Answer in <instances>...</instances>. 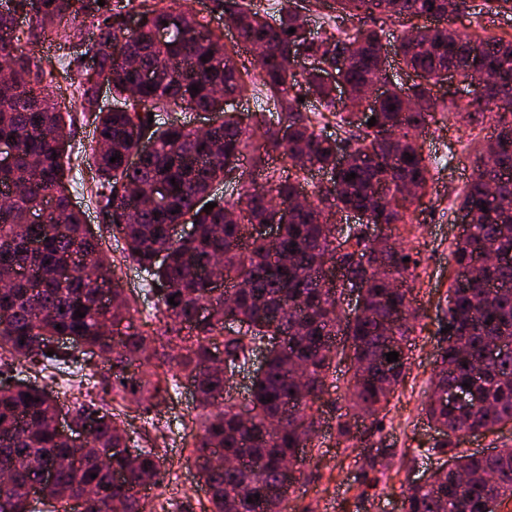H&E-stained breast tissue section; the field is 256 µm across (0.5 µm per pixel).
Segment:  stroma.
Instances as JSON below:
<instances>
[{"instance_id":"1","label":"stroma","mask_w":512,"mask_h":512,"mask_svg":"<svg viewBox=\"0 0 512 512\" xmlns=\"http://www.w3.org/2000/svg\"><path fill=\"white\" fill-rule=\"evenodd\" d=\"M20 51L53 62L55 84L63 95H70L81 78L80 68L65 64L64 58L72 48L63 39L25 43ZM491 130L488 123L465 126L443 119L422 137L425 154L442 158L443 163L434 172L433 194L416 206L408 239L420 259L413 303L418 318L408 351V369L382 414V424L370 419L358 421L356 440L343 444L337 440L336 423L347 412L342 383L350 371L348 363L337 365L328 379L330 389L319 412L318 434L304 449L298 464L300 480L294 486L289 512H401L402 493L408 483L434 469L435 461L427 450L437 433L423 412V404L442 336L450 252L463 232L457 214L450 208L480 163L475 139H486ZM91 138V128L79 127L69 141L73 168L67 187L88 226L94 234L105 236L104 247L116 258L122 246L106 237L103 215L89 197L92 179L84 157ZM177 385L174 400L165 408L162 419L167 442L166 473L159 486L148 490L145 512H155L164 500L172 503L169 512H203L207 502L188 460L192 450L191 419L196 413L194 389L190 379L183 376L178 377Z\"/></svg>"}]
</instances>
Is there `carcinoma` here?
<instances>
[{
  "mask_svg": "<svg viewBox=\"0 0 512 512\" xmlns=\"http://www.w3.org/2000/svg\"><path fill=\"white\" fill-rule=\"evenodd\" d=\"M164 2L0 0V64H6V76L0 77V145L14 149L11 163L0 165V188H17L10 204L0 206V284H9L0 290V367L39 363L46 372L87 347L98 350L112 368V382L100 383V401L77 399L68 410L73 423L88 431L93 451L85 454L54 431L58 404L45 387L35 380L0 382V473L11 472L9 482H0V512H59L82 495L83 512H143L142 480L160 482V448L166 443L161 408L173 400L176 378L156 371L146 334L107 336L109 328L130 321L137 300L126 294L102 239L85 230L71 206L67 147L74 123L94 127L87 164L105 223L112 237L123 241L125 258L147 273L146 294L157 298L158 337L172 351L169 360L193 383L200 409L193 465L209 512H267L269 497L277 493L279 512H288L299 477L285 482L281 465L298 458L315 435L314 406L327 392L336 336H346L353 365L364 366L347 380L345 401L355 413L378 418L406 371L416 315L399 312L411 305L419 260L399 246L396 231L413 225L411 206L428 195L431 169L439 164L419 143L420 134L436 122L434 88L448 81L451 69L469 77L476 43L483 46L477 66L495 84L472 88L470 110L462 119L488 120L496 135L486 144L478 141L479 152L491 151L492 160L482 162L465 185L458 207L470 224L452 251V267L470 268L471 277L463 287L453 281L448 288L442 319L447 332L438 344L425 403V414L438 430L431 448L437 466L427 483L408 485L403 509L498 512L512 499V445L467 453L459 448L458 432L493 433L512 426V347L495 357L487 354L496 342H512V37L475 36L452 22L511 13L512 0H481L476 6L468 0H334L336 32L319 35L305 30V18L291 0H282L268 17L252 0H215L224 26L236 29L242 44L262 49L254 70L191 12L179 14L181 25L167 42H157L155 33L173 18ZM131 12L140 16L135 30L124 23ZM429 17L445 25L417 26L397 44L399 61L420 81L394 85L384 97L366 102L368 86L389 82L384 26ZM77 20L89 22L96 34L97 44L86 52H95L109 74L112 108L107 111L98 106L97 86L84 79L72 91L79 108L68 112L50 91L54 69L16 54L19 43L36 42L52 29L71 40L69 24ZM119 42L150 70L151 81H140L136 69L108 51ZM300 51L309 66L298 71L292 58ZM339 61L350 89L341 108L336 86L322 75L323 65ZM193 85L199 91L191 90ZM217 86L226 98L256 91L273 103L276 116L261 112L244 123L213 97ZM178 109L214 113L219 123L199 133L159 122V113ZM326 111L344 137L317 129ZM372 117L376 123L370 127ZM279 124L287 136L279 135ZM142 138L153 141L154 149L132 167L126 159ZM341 151L348 154L343 167L336 165ZM273 158L288 165V174L269 167ZM260 170L265 172L261 183ZM312 170L328 173L329 182L305 188L300 177ZM352 172L356 177L347 179ZM219 181L239 186L237 197L216 193L213 185ZM152 185L162 193L146 207V187ZM408 187L411 197L404 195ZM299 193L309 204L289 212L275 239L246 238L248 225L272 221L273 201H290ZM208 203L215 207L205 212ZM346 211L363 212L365 221L348 225L340 242L333 225ZM34 215L42 220L33 221ZM187 215L195 222L194 235L171 239L169 226ZM372 225L386 230L385 246L370 242ZM31 238L43 240L40 251H29ZM487 252L497 253L501 262L484 264ZM357 254L367 257L368 265L356 261ZM74 256L81 257V268L58 280L56 268ZM218 257L227 280L249 284L230 304L207 287L205 273ZM328 264L339 265L347 281L365 284L360 314L342 318L336 293L322 283ZM104 289L112 290L110 304L101 301ZM229 318L246 324L245 330L225 333ZM219 337L230 374L248 368L254 351L266 348L245 422L224 393L226 376L213 369ZM389 352L399 353L398 361H386ZM450 391L466 393L469 405L448 404L443 395ZM111 401L123 408L137 404L141 429L156 432L150 446L139 445L132 424L113 413ZM103 455L108 462L100 461ZM49 467L53 481L33 509L31 488Z\"/></svg>",
  "mask_w": 512,
  "mask_h": 512,
  "instance_id": "carcinoma-1",
  "label": "carcinoma"
}]
</instances>
